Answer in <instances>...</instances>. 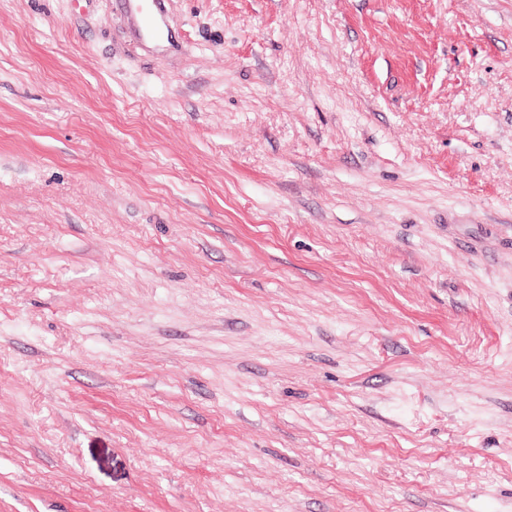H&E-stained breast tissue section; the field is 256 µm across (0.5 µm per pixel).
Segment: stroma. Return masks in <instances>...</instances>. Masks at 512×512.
Returning <instances> with one entry per match:
<instances>
[{
    "label": "stroma",
    "mask_w": 512,
    "mask_h": 512,
    "mask_svg": "<svg viewBox=\"0 0 512 512\" xmlns=\"http://www.w3.org/2000/svg\"><path fill=\"white\" fill-rule=\"evenodd\" d=\"M0 0V512H512V0Z\"/></svg>",
    "instance_id": "obj_1"
}]
</instances>
